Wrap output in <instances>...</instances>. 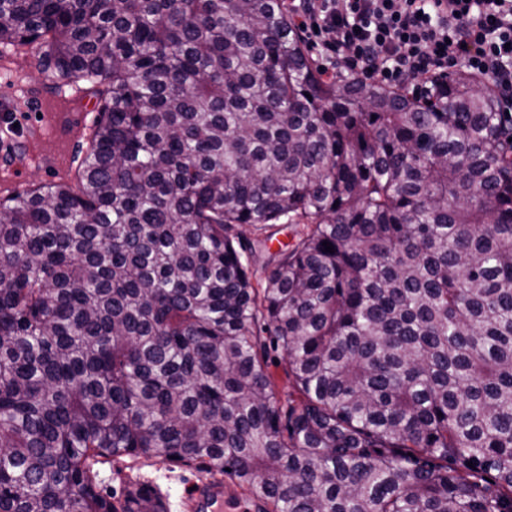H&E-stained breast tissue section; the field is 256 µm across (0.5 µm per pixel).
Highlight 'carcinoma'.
<instances>
[{"mask_svg":"<svg viewBox=\"0 0 512 512\" xmlns=\"http://www.w3.org/2000/svg\"><path fill=\"white\" fill-rule=\"evenodd\" d=\"M39 39L103 104L78 190L0 202V512H163L96 491L140 456L271 512H512L496 87L328 82L282 0H0ZM260 337L262 343L265 342L267 346L265 358L268 363V371L271 374L273 389L277 397L282 401H285L289 394H293V396L296 397L297 393L295 392L292 381L288 379L285 372L286 362L283 354L280 350L276 351L272 348L269 342V336L263 334ZM275 361H278V364H275Z\"/></svg>","mask_w":512,"mask_h":512,"instance_id":"1","label":"carcinoma"}]
</instances>
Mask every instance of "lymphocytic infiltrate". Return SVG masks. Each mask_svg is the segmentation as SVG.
<instances>
[{
  "label": "lymphocytic infiltrate",
  "instance_id": "lymphocytic-infiltrate-1",
  "mask_svg": "<svg viewBox=\"0 0 512 512\" xmlns=\"http://www.w3.org/2000/svg\"><path fill=\"white\" fill-rule=\"evenodd\" d=\"M299 35L352 76L426 84L464 65L512 112V0H288Z\"/></svg>",
  "mask_w": 512,
  "mask_h": 512
}]
</instances>
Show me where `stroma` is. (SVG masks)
Returning a JSON list of instances; mask_svg holds the SVG:
<instances>
[{
  "label": "stroma",
  "instance_id": "stroma-1",
  "mask_svg": "<svg viewBox=\"0 0 512 512\" xmlns=\"http://www.w3.org/2000/svg\"><path fill=\"white\" fill-rule=\"evenodd\" d=\"M39 46H0V201L39 184H78L79 160L99 118L100 99L91 84L76 83L79 102L57 108L61 86L38 65ZM207 473L179 462L139 458L104 460L96 467V487L113 501L141 486L158 494L166 512H185L191 487Z\"/></svg>",
  "mask_w": 512,
  "mask_h": 512
}]
</instances>
